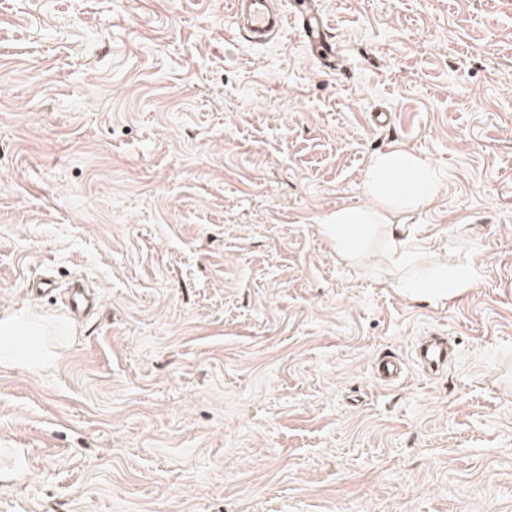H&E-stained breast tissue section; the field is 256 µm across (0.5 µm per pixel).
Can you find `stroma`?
<instances>
[{
  "instance_id": "obj_1",
  "label": "stroma",
  "mask_w": 512,
  "mask_h": 512,
  "mask_svg": "<svg viewBox=\"0 0 512 512\" xmlns=\"http://www.w3.org/2000/svg\"><path fill=\"white\" fill-rule=\"evenodd\" d=\"M317 6L330 64L231 0H0V310L73 327L0 368V512H512V0ZM394 148L439 180L405 268L322 229ZM476 269L472 263L454 267L434 282L420 281L409 286L414 297L426 302H442L460 293L474 278ZM417 355L423 365L434 370L448 362V347L442 341L426 342L419 347ZM377 378L385 383H394L400 380L405 373L403 363L395 358L383 357L375 364Z\"/></svg>"
}]
</instances>
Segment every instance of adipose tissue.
I'll return each mask as SVG.
<instances>
[{"label":"adipose tissue","mask_w":512,"mask_h":512,"mask_svg":"<svg viewBox=\"0 0 512 512\" xmlns=\"http://www.w3.org/2000/svg\"><path fill=\"white\" fill-rule=\"evenodd\" d=\"M437 191L432 167L412 153L393 149L378 154L364 176V204L341 208L329 215L323 224L325 237L337 253L358 255L373 225L381 223L384 206L423 207ZM476 269L465 264L447 270L434 282L420 281L410 285L411 294L427 302L443 301L460 293L473 280ZM40 319L31 308L0 312V368H21L36 374L50 367L55 354L48 346L28 348L29 337L44 335Z\"/></svg>","instance_id":"obj_1"}]
</instances>
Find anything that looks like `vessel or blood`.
Instances as JSON below:
<instances>
[{
	"label": "vessel or blood",
	"mask_w": 512,
	"mask_h": 512,
	"mask_svg": "<svg viewBox=\"0 0 512 512\" xmlns=\"http://www.w3.org/2000/svg\"><path fill=\"white\" fill-rule=\"evenodd\" d=\"M232 15L238 31L250 42L265 44L275 40L294 20L317 57L327 60L336 55L335 45L327 38L324 18L313 0H300L293 12L279 6L277 0H232ZM417 355L423 365L435 369L447 363L448 348L441 341L426 342ZM375 369L378 379L385 383L396 382L405 373L403 363L390 357L380 358Z\"/></svg>",
	"instance_id": "vessel-or-blood-1"
}]
</instances>
